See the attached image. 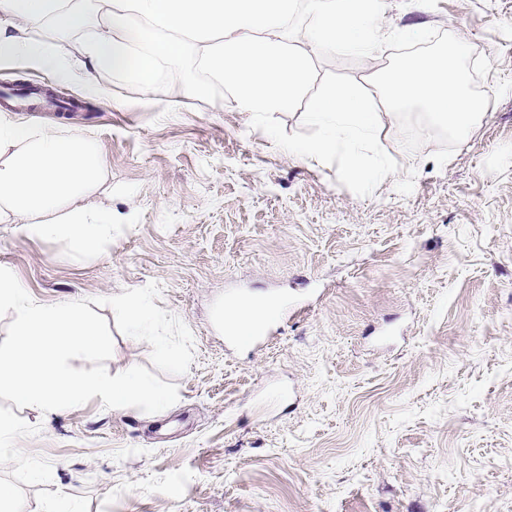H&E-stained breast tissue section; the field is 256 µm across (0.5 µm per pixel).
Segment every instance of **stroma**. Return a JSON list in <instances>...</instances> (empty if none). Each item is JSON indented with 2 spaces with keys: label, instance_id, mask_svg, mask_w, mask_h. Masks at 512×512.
<instances>
[{
  "label": "stroma",
  "instance_id": "obj_1",
  "mask_svg": "<svg viewBox=\"0 0 512 512\" xmlns=\"http://www.w3.org/2000/svg\"><path fill=\"white\" fill-rule=\"evenodd\" d=\"M488 57L487 116L445 165L438 145H385L400 170L368 197L251 129L189 48L202 92L153 93L108 73L113 102L78 83L0 64V85L44 82L79 112L12 120L97 140L106 179L88 204L112 236L76 255L0 223V267L38 303L109 297L157 282L158 308L193 335L164 412L100 398L48 414L0 399L19 432L0 489L24 512H512V0H385ZM314 55L368 86L389 64ZM294 300L279 331L232 343L227 300ZM105 365H149L115 328Z\"/></svg>",
  "mask_w": 512,
  "mask_h": 512
}]
</instances>
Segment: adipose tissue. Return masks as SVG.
I'll return each mask as SVG.
<instances>
[{"instance_id":"obj_1","label":"adipose tissue","mask_w":512,"mask_h":512,"mask_svg":"<svg viewBox=\"0 0 512 512\" xmlns=\"http://www.w3.org/2000/svg\"><path fill=\"white\" fill-rule=\"evenodd\" d=\"M293 0H97L89 14L74 0H0V62L79 81L92 99H111L105 72L153 89L161 63L178 66L188 41L223 82L240 112L292 108L307 89L309 56L374 57L393 31L383 0H306L309 52L271 39ZM89 29L80 42L73 32ZM100 145L0 118V223L61 240L77 254L109 238L112 213L86 207L103 183Z\"/></svg>"}]
</instances>
